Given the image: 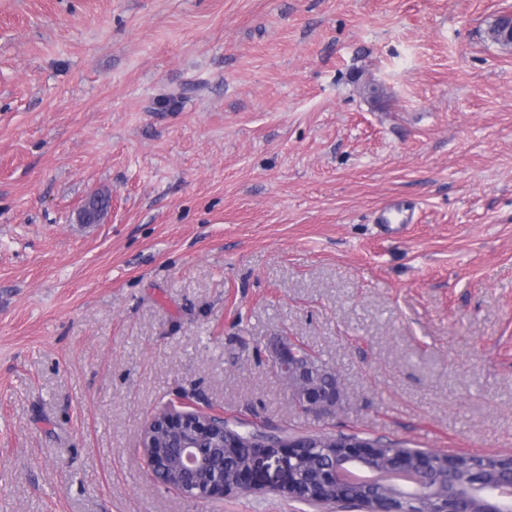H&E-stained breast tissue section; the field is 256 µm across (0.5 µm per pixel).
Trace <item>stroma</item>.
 <instances>
[{
    "mask_svg": "<svg viewBox=\"0 0 512 512\" xmlns=\"http://www.w3.org/2000/svg\"><path fill=\"white\" fill-rule=\"evenodd\" d=\"M512 0H0V512L190 500L167 405L512 455ZM105 194L97 223L85 202ZM401 198L395 232L376 212ZM336 373L299 410L284 340ZM288 343L278 349L275 367L279 376L286 380L294 403L304 412L335 414L341 401V389H326L338 383L335 373L316 357L327 370L321 378V387L326 390L319 388L315 382V370L307 364L310 360L298 355L295 349L288 347Z\"/></svg>",
    "mask_w": 512,
    "mask_h": 512,
    "instance_id": "stroma-1",
    "label": "stroma"
}]
</instances>
